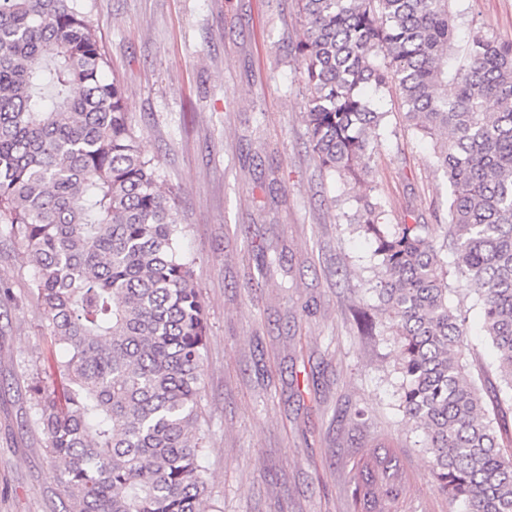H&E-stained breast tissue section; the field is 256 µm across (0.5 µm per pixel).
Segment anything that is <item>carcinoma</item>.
I'll return each mask as SVG.
<instances>
[{
	"mask_svg": "<svg viewBox=\"0 0 512 512\" xmlns=\"http://www.w3.org/2000/svg\"><path fill=\"white\" fill-rule=\"evenodd\" d=\"M295 46L319 166L373 172L395 88L448 182L445 234L388 223L355 199L348 224L378 257L400 402L425 431L438 490L468 512H512V40L467 19L461 0H297ZM468 36L458 41V30ZM87 0H0V228L27 253L32 290L65 351L61 390L33 386L64 512H199L209 483L198 427L208 325L173 197L139 148ZM453 96H448V86ZM474 292L505 389L493 409L471 375L467 317L449 278ZM407 475L392 448L351 468L352 512H397Z\"/></svg>",
	"mask_w": 512,
	"mask_h": 512,
	"instance_id": "obj_1",
	"label": "carcinoma"
}]
</instances>
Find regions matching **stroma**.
Listing matches in <instances>:
<instances>
[{
  "mask_svg": "<svg viewBox=\"0 0 512 512\" xmlns=\"http://www.w3.org/2000/svg\"><path fill=\"white\" fill-rule=\"evenodd\" d=\"M91 2L104 76L124 86L141 149L178 198L179 248L205 306L203 512H352V465L383 447L409 477L401 512H465L438 492L425 433L399 406L397 347L369 287L375 244L333 204L369 188L390 223H445L448 186L431 145L405 132L398 94L380 102L392 133L373 176L345 188L309 145L296 0ZM467 4L512 40V0ZM32 278L0 234V512L64 510L31 391L38 378L52 385L62 351Z\"/></svg>",
  "mask_w": 512,
  "mask_h": 512,
  "instance_id": "obj_1",
  "label": "stroma"
}]
</instances>
